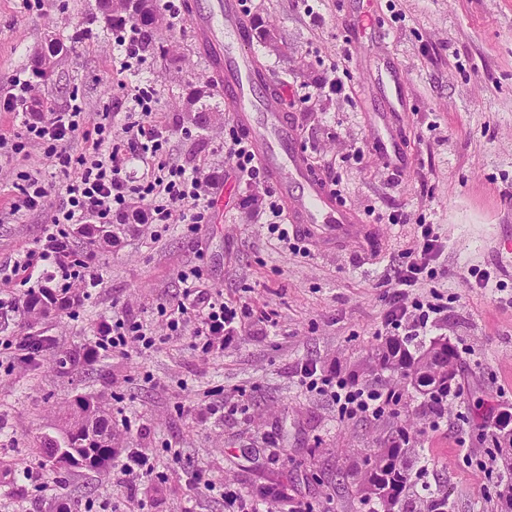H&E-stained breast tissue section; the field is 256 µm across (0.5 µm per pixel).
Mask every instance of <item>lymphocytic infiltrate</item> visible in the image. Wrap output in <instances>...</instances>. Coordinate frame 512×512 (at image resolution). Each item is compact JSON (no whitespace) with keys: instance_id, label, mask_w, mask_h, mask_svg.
I'll use <instances>...</instances> for the list:
<instances>
[{"instance_id":"1","label":"lymphocytic infiltrate","mask_w":512,"mask_h":512,"mask_svg":"<svg viewBox=\"0 0 512 512\" xmlns=\"http://www.w3.org/2000/svg\"><path fill=\"white\" fill-rule=\"evenodd\" d=\"M26 93V84L18 83L16 91L0 96V111L21 114L26 137L46 143L49 156L61 167H68L75 159L69 148L83 134L81 106L71 105L45 120L28 112ZM133 100L141 117L128 123L124 134L128 146L145 167L143 182L138 187H130L119 158L120 146L112 141V125L108 122L99 124L96 138L89 140L85 153L77 158L83 167L81 176L68 185L66 204L53 215L38 254L41 262L39 279L45 285L51 286L57 279L75 276L76 271L68 259L69 227L81 223L86 215L94 214L104 219L114 212L126 210L131 194L136 192L159 201L148 215L150 222L169 224L173 211L177 210L181 213L182 223L193 227L203 223L207 210L215 203L214 197L205 189L207 177L202 169L169 166L160 157L164 135L151 121V115L158 107L153 92L138 90ZM224 151L239 184L250 190H260L262 176L243 137H232L225 143ZM158 169L167 170V178L155 177L154 172ZM188 200L193 203L189 210L183 207ZM443 252L444 242L434 225H421L418 242L414 249L406 252V263L395 278L381 335H391L393 330L407 325L414 335L423 336L433 326L435 316L442 312L441 306L421 297H411L410 291L419 287L424 279L434 278L435 264ZM181 279L184 301L177 307V316L167 321L170 330L179 331L185 317L190 316L196 322L194 338L204 349L221 351L234 343L248 317L247 312L225 302L223 291L204 288L197 268L182 272ZM131 344L148 349L153 346L154 339L147 336L142 325L121 318L104 325L97 341L98 349L103 351L122 349ZM300 377L306 388L328 395L343 419L378 418L385 414L391 403L380 390L354 386L345 379L322 373L314 365L303 366ZM186 484L193 490H221L224 512H304L291 495L266 489L251 493L229 483L219 487L206 471L193 473L187 477Z\"/></svg>"}]
</instances>
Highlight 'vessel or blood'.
Wrapping results in <instances>:
<instances>
[{
    "label": "vessel or blood",
    "mask_w": 512,
    "mask_h": 512,
    "mask_svg": "<svg viewBox=\"0 0 512 512\" xmlns=\"http://www.w3.org/2000/svg\"><path fill=\"white\" fill-rule=\"evenodd\" d=\"M191 22L198 42L211 54L226 110L246 136L262 174L275 186L289 223L324 245L362 239L356 212L340 204L310 167L282 92L249 50L251 31L240 0H211L193 10Z\"/></svg>",
    "instance_id": "obj_1"
}]
</instances>
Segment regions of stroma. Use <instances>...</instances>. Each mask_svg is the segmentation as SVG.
<instances>
[{"label": "stroma", "mask_w": 512, "mask_h": 512, "mask_svg": "<svg viewBox=\"0 0 512 512\" xmlns=\"http://www.w3.org/2000/svg\"><path fill=\"white\" fill-rule=\"evenodd\" d=\"M252 12L276 41L255 39L250 49L284 88L324 83L352 41L366 45L362 61L349 64L344 94L290 108L313 171L338 180L366 242L314 243L306 254L278 244L224 153L234 123L223 89L207 99L200 128L176 104L186 85L213 78L187 16L158 13L155 29L180 68L145 54L124 70L96 0H0V95L15 79L29 81L30 111L46 118L78 103L86 128L107 114L119 138L135 118V88H152L168 162L215 175L219 200L192 232L132 219L115 247L90 257L74 240L98 285L73 281L78 306L27 316L37 282L24 262L41 248L81 167L61 170L39 144L14 153L21 119L0 112V341L31 333L47 340L32 359L0 353V512H224L219 492L186 487L200 470L249 492L279 482L309 512H368L376 501L359 493L356 470L398 430L410 438L416 467L414 512L432 495L447 497L448 512H500L512 476L492 462L490 433L496 414L512 408V0H253ZM56 38L64 51L55 71L37 78L34 56ZM391 145L398 159L390 163ZM357 147L359 161L351 157ZM22 172L43 181V207H22ZM395 210L408 223H379L378 214ZM419 224L436 225L448 244L422 290L445 310L428 335L412 339L417 347L443 338L457 353L453 394L437 410L412 385L369 369L383 342L389 276ZM192 265L206 287L258 320L220 355L193 347V324L178 336L166 328L164 310L181 299L180 272ZM472 268L494 273L504 291L472 287ZM116 315L146 325L154 348L95 351L100 326ZM309 363L396 393L394 413L341 420L328 397L300 383ZM79 396L100 402L116 447L152 453L169 481L120 483L109 469L48 464L34 443L57 435ZM268 436L278 439L280 458L269 457ZM27 470L58 494L37 491L22 478Z\"/></svg>", "instance_id": "obj_1"}]
</instances>
